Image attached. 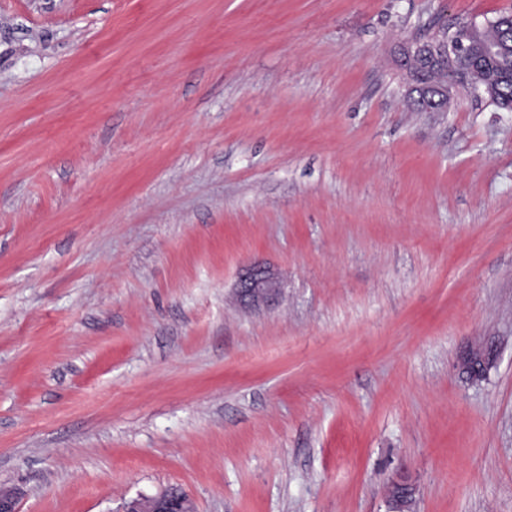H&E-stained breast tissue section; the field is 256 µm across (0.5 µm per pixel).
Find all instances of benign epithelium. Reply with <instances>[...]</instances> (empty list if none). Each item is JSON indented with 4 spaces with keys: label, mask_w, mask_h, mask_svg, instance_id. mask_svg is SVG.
Here are the masks:
<instances>
[{
    "label": "benign epithelium",
    "mask_w": 512,
    "mask_h": 512,
    "mask_svg": "<svg viewBox=\"0 0 512 512\" xmlns=\"http://www.w3.org/2000/svg\"><path fill=\"white\" fill-rule=\"evenodd\" d=\"M445 31L436 29L425 40L412 39L401 43L397 49V61L413 85H418L419 74L415 70V60L428 57L448 61L444 67L446 77L434 86L430 99L432 104L424 106L427 112H438V105L450 106L453 94L461 88L453 75L455 66L450 50L445 48ZM278 280L273 270L261 263L245 266L238 279V295L247 305L267 303L276 294ZM0 512H19L18 493L0 489ZM123 512H195L193 500L180 489L167 488L156 496L140 497L127 503Z\"/></svg>",
    "instance_id": "7a95c632"
}]
</instances>
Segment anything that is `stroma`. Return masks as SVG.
<instances>
[{"mask_svg": "<svg viewBox=\"0 0 512 512\" xmlns=\"http://www.w3.org/2000/svg\"><path fill=\"white\" fill-rule=\"evenodd\" d=\"M512 0H0L20 512H512V112L398 42ZM277 274L239 305L241 268ZM492 347L483 376L462 355ZM445 32L447 33V29L439 30L436 28L426 40H408L401 43L397 49V61L406 72L409 81L413 83V87L418 85L419 80V74L415 70L416 59L428 57L438 61H448V66L445 65L444 67V73L448 74L446 77H444L445 74L440 68H437L434 64H430L428 60L422 58L418 61V69L422 73L423 84H435L444 77L440 83L435 84L434 90L430 96L432 105L424 106V111L426 112H441L449 108L454 92L461 89V85L453 75L455 69L453 64L454 58L449 48H445V43L447 42ZM413 87L408 84L407 97L412 105L422 108L423 102L419 99L421 92L419 89ZM437 104H445V106L441 109L437 107ZM193 500L177 488H167L156 496L140 497L127 503L123 512H195Z\"/></svg>", "mask_w": 512, "mask_h": 512, "instance_id": "1", "label": "stroma"}]
</instances>
